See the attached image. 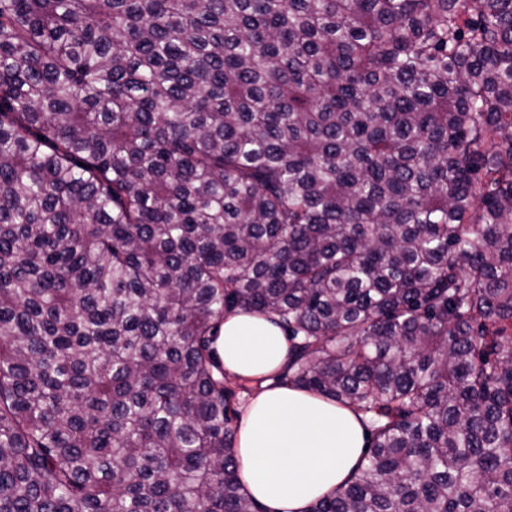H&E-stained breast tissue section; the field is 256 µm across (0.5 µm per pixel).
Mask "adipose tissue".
<instances>
[{"label":"adipose tissue","instance_id":"ef3b65f1","mask_svg":"<svg viewBox=\"0 0 512 512\" xmlns=\"http://www.w3.org/2000/svg\"><path fill=\"white\" fill-rule=\"evenodd\" d=\"M214 348L226 373L264 380L242 410L234 448L245 491L262 512H307L343 487L366 454L367 430L350 408L274 383L288 361L281 328L261 315L230 312Z\"/></svg>","mask_w":512,"mask_h":512}]
</instances>
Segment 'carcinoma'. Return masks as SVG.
<instances>
[{
  "instance_id": "1",
  "label": "carcinoma",
  "mask_w": 512,
  "mask_h": 512,
  "mask_svg": "<svg viewBox=\"0 0 512 512\" xmlns=\"http://www.w3.org/2000/svg\"><path fill=\"white\" fill-rule=\"evenodd\" d=\"M235 310L366 422L308 512H512V0H0V512H256Z\"/></svg>"
}]
</instances>
